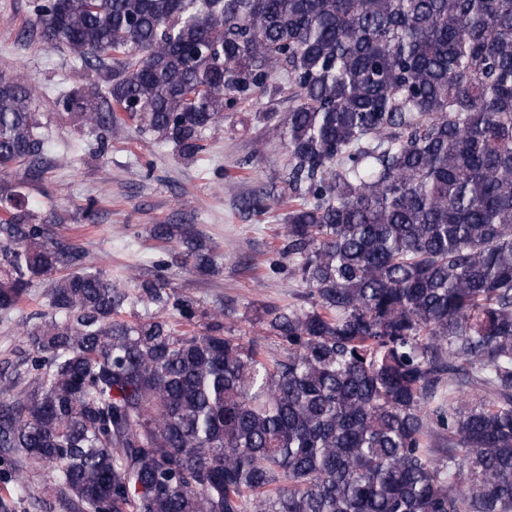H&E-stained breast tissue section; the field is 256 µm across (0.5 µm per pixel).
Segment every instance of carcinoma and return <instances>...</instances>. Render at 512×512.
Returning a JSON list of instances; mask_svg holds the SVG:
<instances>
[{
	"label": "carcinoma",
	"instance_id": "carcinoma-1",
	"mask_svg": "<svg viewBox=\"0 0 512 512\" xmlns=\"http://www.w3.org/2000/svg\"><path fill=\"white\" fill-rule=\"evenodd\" d=\"M21 35L91 91L58 116L130 123L195 162L257 97L288 160L244 200L297 302L233 333L165 277L114 280L22 188L36 88L0 73V311L47 283L0 381V479L47 512H512V0H35ZM200 276L220 254L152 225Z\"/></svg>",
	"mask_w": 512,
	"mask_h": 512
}]
</instances>
